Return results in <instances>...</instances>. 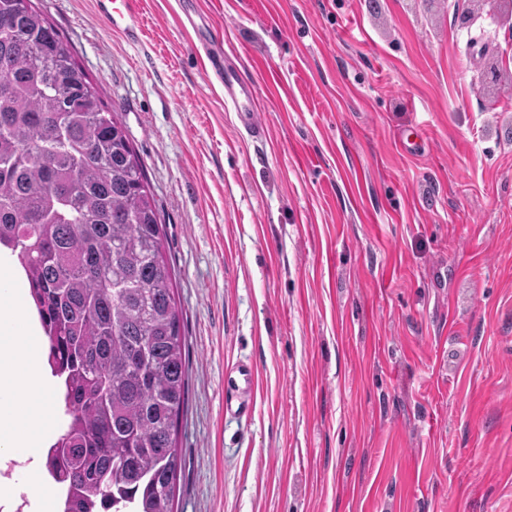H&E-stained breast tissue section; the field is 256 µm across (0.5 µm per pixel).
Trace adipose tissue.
<instances>
[{
	"label": "adipose tissue",
	"mask_w": 512,
	"mask_h": 512,
	"mask_svg": "<svg viewBox=\"0 0 512 512\" xmlns=\"http://www.w3.org/2000/svg\"><path fill=\"white\" fill-rule=\"evenodd\" d=\"M58 390L44 372L43 348L22 273L0 277V459L23 456L28 492L50 500L41 450L55 434Z\"/></svg>",
	"instance_id": "obj_1"
}]
</instances>
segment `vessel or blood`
Instances as JSON below:
<instances>
[{
	"label": "vessel or blood",
	"mask_w": 512,
	"mask_h": 512,
	"mask_svg": "<svg viewBox=\"0 0 512 512\" xmlns=\"http://www.w3.org/2000/svg\"><path fill=\"white\" fill-rule=\"evenodd\" d=\"M134 3L135 0H97L99 13L106 23L122 29L133 39L137 38L141 28V17ZM180 11L183 27L192 31L197 40L203 43L211 72L223 83L224 96L233 104L239 123L252 138H263L265 129L255 103L254 84L225 64L224 44L212 39L198 0H180Z\"/></svg>",
	"instance_id": "b4317fda"
}]
</instances>
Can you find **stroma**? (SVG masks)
I'll list each match as a JSON object with an SVG mask.
<instances>
[{
  "label": "stroma",
  "mask_w": 512,
  "mask_h": 512,
  "mask_svg": "<svg viewBox=\"0 0 512 512\" xmlns=\"http://www.w3.org/2000/svg\"><path fill=\"white\" fill-rule=\"evenodd\" d=\"M34 2L165 227L175 512H512V0H201L263 142L178 0H137L134 40L96 0ZM182 26L192 31L206 52L213 76L224 84V97L231 101L237 112L241 126L254 139H262L265 129L259 118L256 106L254 84L245 79L237 70L224 64V42L215 41L209 33L205 14L199 8L197 0L179 2Z\"/></svg>",
  "instance_id": "obj_1"
}]
</instances>
